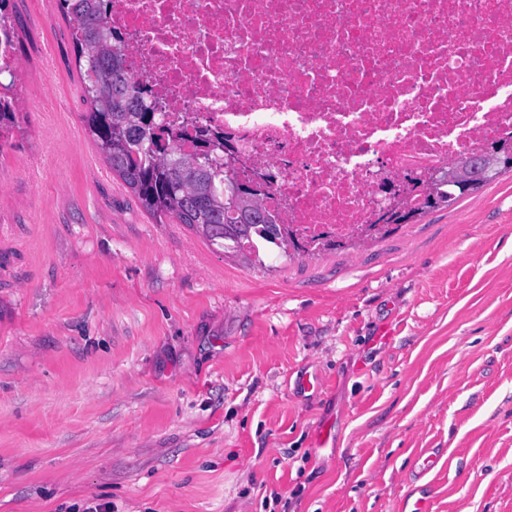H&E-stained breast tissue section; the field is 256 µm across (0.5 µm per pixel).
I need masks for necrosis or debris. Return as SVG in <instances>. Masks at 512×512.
Instances as JSON below:
<instances>
[{
    "mask_svg": "<svg viewBox=\"0 0 512 512\" xmlns=\"http://www.w3.org/2000/svg\"><path fill=\"white\" fill-rule=\"evenodd\" d=\"M183 153L203 128L302 240L372 222L379 181L512 141V0H111Z\"/></svg>",
    "mask_w": 512,
    "mask_h": 512,
    "instance_id": "necrosis-or-debris-1",
    "label": "necrosis or debris"
}]
</instances>
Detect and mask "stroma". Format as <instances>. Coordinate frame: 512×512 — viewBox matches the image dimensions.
<instances>
[{
	"instance_id": "35a3bbf8",
	"label": "stroma",
	"mask_w": 512,
	"mask_h": 512,
	"mask_svg": "<svg viewBox=\"0 0 512 512\" xmlns=\"http://www.w3.org/2000/svg\"><path fill=\"white\" fill-rule=\"evenodd\" d=\"M0 512H512V169L265 266L156 223L88 131L59 0H8Z\"/></svg>"
}]
</instances>
